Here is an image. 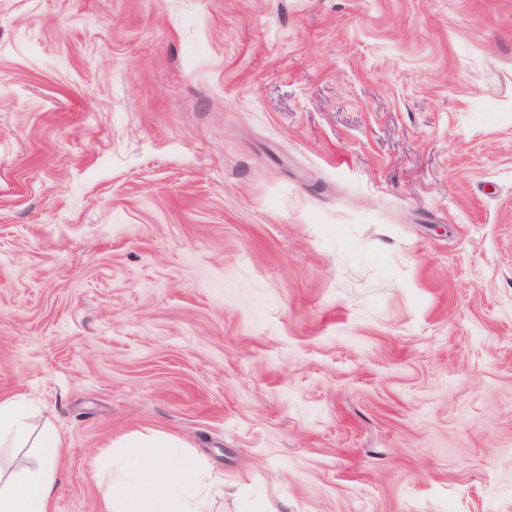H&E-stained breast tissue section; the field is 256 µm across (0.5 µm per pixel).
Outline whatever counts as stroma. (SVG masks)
Returning <instances> with one entry per match:
<instances>
[{
  "label": "stroma",
  "instance_id": "1",
  "mask_svg": "<svg viewBox=\"0 0 512 512\" xmlns=\"http://www.w3.org/2000/svg\"><path fill=\"white\" fill-rule=\"evenodd\" d=\"M102 512H512V0H0V399ZM121 448L128 450L112 460L116 478L106 489L105 512H208L218 481L178 440L156 435L128 439Z\"/></svg>",
  "mask_w": 512,
  "mask_h": 512
}]
</instances>
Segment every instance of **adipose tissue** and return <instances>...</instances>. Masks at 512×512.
<instances>
[{
    "instance_id": "adipose-tissue-1",
    "label": "adipose tissue",
    "mask_w": 512,
    "mask_h": 512,
    "mask_svg": "<svg viewBox=\"0 0 512 512\" xmlns=\"http://www.w3.org/2000/svg\"><path fill=\"white\" fill-rule=\"evenodd\" d=\"M30 404L19 397L0 400V446L35 444L33 469L0 471V512H52L61 439L50 428L32 435ZM112 461L115 479L106 489L104 512H208L217 481L205 476L182 444L165 435L129 439Z\"/></svg>"
}]
</instances>
